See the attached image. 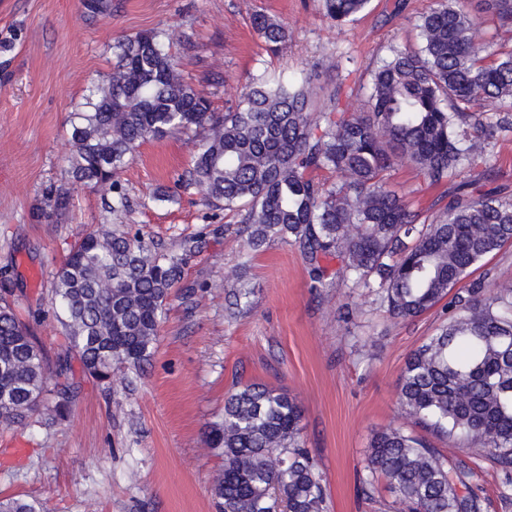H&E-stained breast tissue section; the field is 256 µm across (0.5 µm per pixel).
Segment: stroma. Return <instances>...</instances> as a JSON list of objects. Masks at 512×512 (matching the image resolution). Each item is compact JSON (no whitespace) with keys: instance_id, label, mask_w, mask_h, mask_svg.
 I'll return each instance as SVG.
<instances>
[{"instance_id":"1","label":"stroma","mask_w":512,"mask_h":512,"mask_svg":"<svg viewBox=\"0 0 512 512\" xmlns=\"http://www.w3.org/2000/svg\"><path fill=\"white\" fill-rule=\"evenodd\" d=\"M435 6L371 0L340 25L321 0H111L110 12L94 19L81 0H0V295L17 300L49 359L67 344L49 305L51 274L86 233L131 228L177 254L196 243L142 377L124 369L106 385L76 373L63 418L46 423L50 397L28 425L0 427V499H37L47 512H217L212 488L223 460L204 438L241 380L288 390L301 405V436L326 476L330 512H394L387 481L362 494L358 471L372 437L404 424L397 392L406 360L440 328L444 305L403 321L362 292L338 284L313 291L296 246L277 240L248 258L236 213L193 190L174 203L154 200L189 166L194 143L184 135L138 148L119 178L128 205L113 210L111 192L70 181V115L86 87L111 74L113 43L156 29L173 33L183 78L216 111L234 106L259 75L296 80L308 72L324 94L340 93L362 112L389 47L420 49L418 24ZM258 12L290 27L279 53L253 29ZM389 183L426 219L451 188L407 165ZM51 185L69 187L73 206L36 220ZM243 279L253 288L250 305L228 317ZM433 443L449 463L472 469L485 512H512V495L485 477L489 459L446 438Z\"/></svg>"}]
</instances>
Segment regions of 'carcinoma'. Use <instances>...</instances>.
I'll list each match as a JSON object with an SVG mask.
<instances>
[{"instance_id": "obj_1", "label": "carcinoma", "mask_w": 512, "mask_h": 512, "mask_svg": "<svg viewBox=\"0 0 512 512\" xmlns=\"http://www.w3.org/2000/svg\"><path fill=\"white\" fill-rule=\"evenodd\" d=\"M500 27L512 30V0H484ZM370 0H323L325 13L346 23ZM90 18L108 0H82ZM253 25L276 53L288 28L264 13ZM418 51L393 48L375 70L369 111L336 105L315 111L321 87L309 73L293 83L258 78L220 115L186 83L169 54L166 31H144L112 45V74L87 88L73 113L68 158L72 182L103 183L126 207L118 177L145 141L204 130L182 186L215 207L243 213L237 232L257 252L275 240L299 249L310 288L336 278L364 288L394 319L435 307L512 242V196L479 190L463 174L482 170L493 181L487 148L512 132V51L489 52L458 0H438L420 24ZM400 164L433 182L450 180L448 203L432 219L410 209L387 187ZM328 170L327 183L314 176ZM71 205L69 189H45L36 218ZM184 257L155 250L139 234L114 230L80 239L55 272L52 310L82 369L111 383L118 368L144 371L167 301L183 276ZM68 363H52L6 299L0 300V426L26 424L50 393L55 416L70 396ZM406 418L460 442L492 463L491 477L512 489V286L472 283L456 294L452 315L408 357L398 391ZM302 410L288 392L238 383L224 400V418L205 445L224 466L213 494L221 512H329L325 475L300 437ZM383 476L408 512H483L473 472L452 467L424 437L389 426L372 439L361 490ZM0 512H45L37 500L11 498Z\"/></svg>"}]
</instances>
